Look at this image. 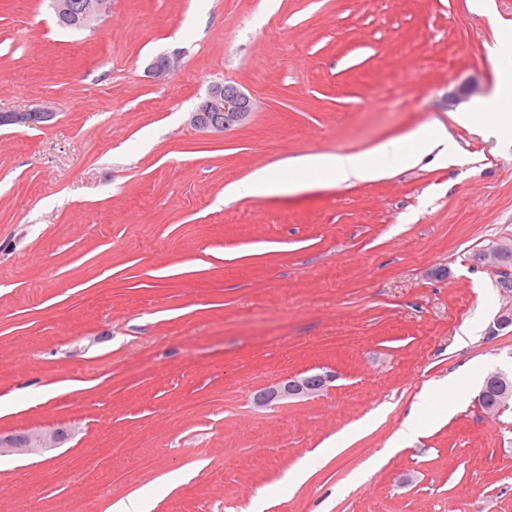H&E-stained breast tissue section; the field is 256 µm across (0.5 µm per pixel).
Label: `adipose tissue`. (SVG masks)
I'll return each mask as SVG.
<instances>
[{
	"label": "adipose tissue",
	"mask_w": 512,
	"mask_h": 512,
	"mask_svg": "<svg viewBox=\"0 0 512 512\" xmlns=\"http://www.w3.org/2000/svg\"><path fill=\"white\" fill-rule=\"evenodd\" d=\"M489 61L496 73L497 83L490 97L468 112L457 113L456 122L472 126L475 118H484L490 132L502 131L500 109L512 102V49L507 45L489 50ZM457 154L456 143L449 138L441 124L420 128L402 140L380 144L361 153H315L300 156L287 164L256 170L243 184L244 193L254 196H275L295 193L310 186L312 179L329 185L352 181H369L384 177L398 168L418 164L431 156L443 163Z\"/></svg>",
	"instance_id": "obj_1"
}]
</instances>
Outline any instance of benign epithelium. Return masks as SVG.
I'll list each match as a JSON object with an SVG mask.
<instances>
[{
	"label": "benign epithelium",
	"instance_id": "benign-epithelium-1",
	"mask_svg": "<svg viewBox=\"0 0 512 512\" xmlns=\"http://www.w3.org/2000/svg\"><path fill=\"white\" fill-rule=\"evenodd\" d=\"M112 12V0H83L82 27L89 28L96 21ZM179 66L175 53H163L152 59L147 68L148 76L156 80L173 77ZM253 110L251 98L239 87L222 82L210 84L206 95L196 108L188 113L187 124L203 134L222 133L228 129L248 123ZM56 113L47 108L28 112H0V126L29 127L51 121ZM512 250V236H500L482 246L485 263L498 275L512 277V269L499 262L502 254ZM331 376L326 373L283 376L277 383L264 388L255 396V405L263 410L274 404L311 399L321 394ZM498 393L500 404L512 402V372L496 370L484 380L478 401L484 403L483 410L489 416L499 413L497 405L488 401V394ZM23 444L15 442L16 435H0V457L6 455H42L64 444L56 429H33L21 433Z\"/></svg>",
	"mask_w": 512,
	"mask_h": 512
}]
</instances>
